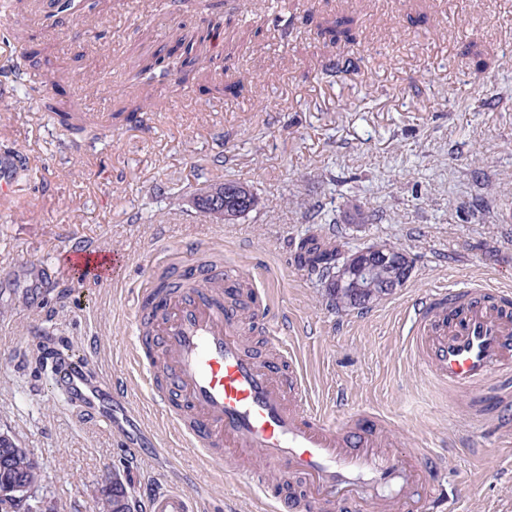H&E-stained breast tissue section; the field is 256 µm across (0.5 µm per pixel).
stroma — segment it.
<instances>
[{"label": "stroma", "mask_w": 512, "mask_h": 512, "mask_svg": "<svg viewBox=\"0 0 512 512\" xmlns=\"http://www.w3.org/2000/svg\"><path fill=\"white\" fill-rule=\"evenodd\" d=\"M52 0L0 8V150L25 164L0 195V428L42 463L52 512H96L107 474L136 502L153 485L187 487L201 512H272L232 481L259 452L216 474L131 385L117 428L84 421L54 384L46 353L83 355L91 372L130 377L131 295L164 252L220 245L239 285L266 289L288 323L312 399L344 417L392 419L397 448L437 446L445 512H512V441L471 416L469 394L431 385L399 326L417 295L481 278L512 289V0H91L56 18ZM223 14V52L200 51L187 78L148 83L142 60ZM356 38L329 42L324 21ZM31 51L22 78L12 65ZM345 66L324 75L331 60ZM111 125L75 135L44 98ZM159 103L156 112L140 103ZM235 181L260 200L231 223L192 205ZM344 250L379 242L412 261L402 287L350 311L329 307L294 262L309 235ZM96 242L111 281L84 283L69 250ZM145 427L156 450L130 464L119 429Z\"/></svg>", "instance_id": "35a3bbf8"}]
</instances>
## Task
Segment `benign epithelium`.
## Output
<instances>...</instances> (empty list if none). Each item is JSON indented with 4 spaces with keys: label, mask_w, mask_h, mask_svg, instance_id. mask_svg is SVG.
Masks as SVG:
<instances>
[{
    "label": "benign epithelium",
    "mask_w": 512,
    "mask_h": 512,
    "mask_svg": "<svg viewBox=\"0 0 512 512\" xmlns=\"http://www.w3.org/2000/svg\"><path fill=\"white\" fill-rule=\"evenodd\" d=\"M209 199L212 206H224L230 210L232 204L243 202L247 198L244 189L225 184L215 186L195 198L196 202ZM391 270L392 277L383 283L386 292H393L404 286L411 276L412 262L409 257L398 249L390 246H377L369 252L345 253L336 261V269L332 272L328 287L340 292L352 289L364 304H369V297L364 295V283L377 275L380 267ZM31 495L29 485L24 480H18L0 488V508L3 503H12L16 500H26Z\"/></svg>",
    "instance_id": "1"
}]
</instances>
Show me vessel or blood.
Listing matches in <instances>:
<instances>
[{
  "instance_id": "1",
  "label": "vessel or blood",
  "mask_w": 512,
  "mask_h": 512,
  "mask_svg": "<svg viewBox=\"0 0 512 512\" xmlns=\"http://www.w3.org/2000/svg\"><path fill=\"white\" fill-rule=\"evenodd\" d=\"M213 244L187 241L158 261L131 304L134 364L155 410L185 446L223 466L228 449L259 450L263 468L236 478L270 493L268 471L288 472L302 490L289 512H432L443 490L432 476L429 444L399 450L383 415L360 410L334 420L314 409L308 377L284 346L260 290L242 297L224 282ZM251 315L277 356L248 350L240 337ZM404 350L449 390L479 391L493 376L512 380V293L477 281L415 300L402 326ZM57 388L94 421L111 424L125 404L119 378L87 370L84 357L58 355ZM145 512H199L182 490L162 487Z\"/></svg>"
}]
</instances>
